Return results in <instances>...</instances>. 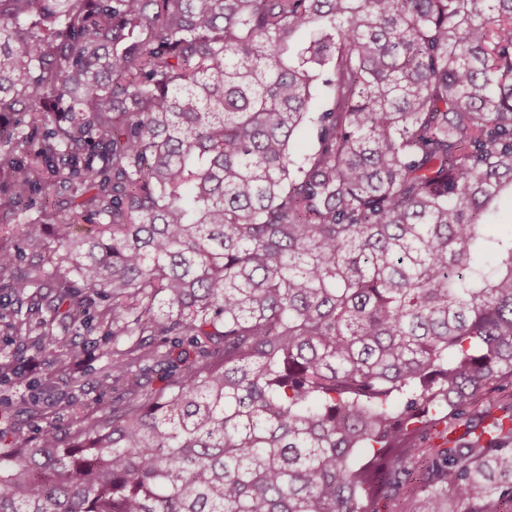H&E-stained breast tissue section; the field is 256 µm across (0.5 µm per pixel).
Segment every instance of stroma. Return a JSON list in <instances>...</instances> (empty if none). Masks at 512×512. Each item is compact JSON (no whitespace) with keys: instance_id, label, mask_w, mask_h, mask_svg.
Instances as JSON below:
<instances>
[{"instance_id":"35a3bbf8","label":"stroma","mask_w":512,"mask_h":512,"mask_svg":"<svg viewBox=\"0 0 512 512\" xmlns=\"http://www.w3.org/2000/svg\"><path fill=\"white\" fill-rule=\"evenodd\" d=\"M57 334L69 337L79 356L70 375L55 377L43 390L38 403L22 406L21 399L27 394V379L42 375L40 359L33 350L18 341L0 338V362L15 360L24 376L21 383L10 388L0 387V431L11 436L37 438L49 422L67 423L77 417L79 411L91 410L97 402L121 403L122 392H104L99 381L108 367V359L96 347V335L85 332L73 323L56 325ZM78 378L79 386H72L71 378Z\"/></svg>"}]
</instances>
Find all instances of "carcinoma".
<instances>
[{"instance_id":"carcinoma-1","label":"carcinoma","mask_w":512,"mask_h":512,"mask_svg":"<svg viewBox=\"0 0 512 512\" xmlns=\"http://www.w3.org/2000/svg\"><path fill=\"white\" fill-rule=\"evenodd\" d=\"M504 193L512 0H0V334L132 394L0 433V512H512Z\"/></svg>"}]
</instances>
